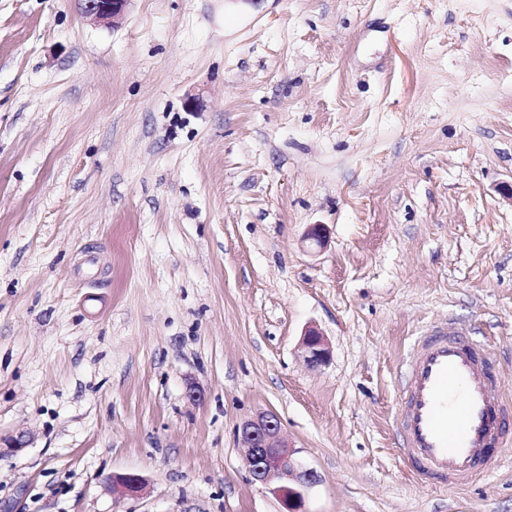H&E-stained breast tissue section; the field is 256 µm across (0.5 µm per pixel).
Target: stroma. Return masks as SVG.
Here are the masks:
<instances>
[{
	"instance_id": "35a3bbf8",
	"label": "stroma",
	"mask_w": 512,
	"mask_h": 512,
	"mask_svg": "<svg viewBox=\"0 0 512 512\" xmlns=\"http://www.w3.org/2000/svg\"><path fill=\"white\" fill-rule=\"evenodd\" d=\"M506 184L512 0H0V512H281L235 440L261 411L307 512H512V441L438 488L395 426L447 319L512 400ZM130 0H81L83 14L105 26H118L125 18ZM300 348L305 363L311 368L325 364L330 356L326 339L316 329L305 331L301 339ZM146 488V479L139 474L112 475V491L125 497H140Z\"/></svg>"
}]
</instances>
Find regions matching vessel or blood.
Segmentation results:
<instances>
[{
	"label": "vessel or blood",
	"instance_id": "obj_1",
	"mask_svg": "<svg viewBox=\"0 0 512 512\" xmlns=\"http://www.w3.org/2000/svg\"><path fill=\"white\" fill-rule=\"evenodd\" d=\"M396 421L401 451L419 481L460 486L489 473L512 429L493 353L452 322L417 337Z\"/></svg>",
	"mask_w": 512,
	"mask_h": 512
}]
</instances>
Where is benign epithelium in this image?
I'll return each instance as SVG.
<instances>
[{
	"label": "benign epithelium",
	"instance_id": "benign-epithelium-1",
	"mask_svg": "<svg viewBox=\"0 0 512 512\" xmlns=\"http://www.w3.org/2000/svg\"><path fill=\"white\" fill-rule=\"evenodd\" d=\"M129 0H81L83 14L90 20L115 27L125 18ZM329 231L322 224L311 225L305 239L324 246ZM301 353L311 368L325 364L330 356L328 343L315 329L305 331ZM238 447L244 449L245 464L251 480L271 490L280 500L281 512H306L305 492L318 482L314 470L303 463L298 450L288 444L281 433L278 417L272 412H260L244 420L236 428ZM288 484H282V480ZM146 488V479L139 474L112 476V491L125 497H139Z\"/></svg>",
	"mask_w": 512,
	"mask_h": 512
}]
</instances>
